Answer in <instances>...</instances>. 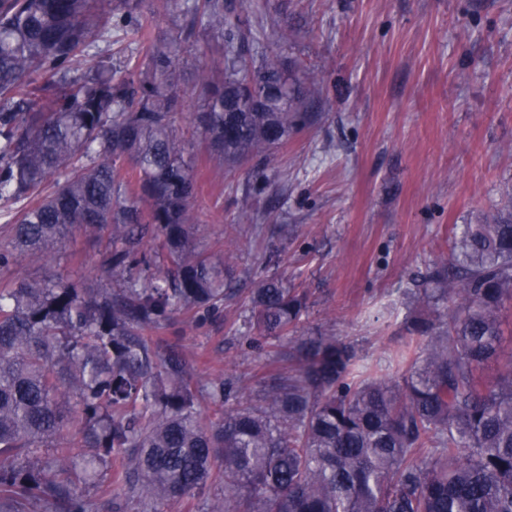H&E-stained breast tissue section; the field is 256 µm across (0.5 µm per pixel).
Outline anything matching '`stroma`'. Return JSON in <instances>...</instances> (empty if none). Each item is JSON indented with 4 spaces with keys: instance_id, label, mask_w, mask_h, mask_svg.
I'll return each instance as SVG.
<instances>
[{
    "instance_id": "35a3bbf8",
    "label": "stroma",
    "mask_w": 512,
    "mask_h": 512,
    "mask_svg": "<svg viewBox=\"0 0 512 512\" xmlns=\"http://www.w3.org/2000/svg\"><path fill=\"white\" fill-rule=\"evenodd\" d=\"M244 28L294 31L280 44L296 78L319 71L304 98L311 121L288 143L238 167L210 160L192 124L202 84L224 55L201 22L142 0L139 21L113 24L101 43L117 66L144 42H181L182 108L176 128L194 146L199 174L196 242L213 254L234 243L237 297L222 312L180 315L159 328L192 361L195 380H250L270 367L267 342L243 326L254 281L275 274L308 293L305 327L354 344L364 364L388 367L419 309L414 274L449 250L455 229L480 224L512 185V0H260ZM252 188L270 224L296 236L255 237L237 217ZM105 242L82 238L54 260L39 254L0 267V280L105 281Z\"/></svg>"
}]
</instances>
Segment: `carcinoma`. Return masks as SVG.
<instances>
[{"instance_id":"1","label":"carcinoma","mask_w":512,"mask_h":512,"mask_svg":"<svg viewBox=\"0 0 512 512\" xmlns=\"http://www.w3.org/2000/svg\"><path fill=\"white\" fill-rule=\"evenodd\" d=\"M165 8L224 39L197 116L211 158L241 164L305 125V92L277 54L241 53V18L224 0ZM137 10L0 0V200L22 204L0 265L106 229L112 276L0 281V512H98L85 489L114 485L153 512L203 490L217 462L223 489L206 512H512V210L464 225L416 276L425 312L406 322L396 379L363 368L352 343L304 329L306 295L275 275L251 289L246 318L291 366L254 375L253 397L239 380L198 385L182 350L151 336L176 315L219 311L237 252L193 238L197 177L172 121L178 43L57 81L113 14L130 23ZM236 206L267 231L250 190Z\"/></svg>"}]
</instances>
